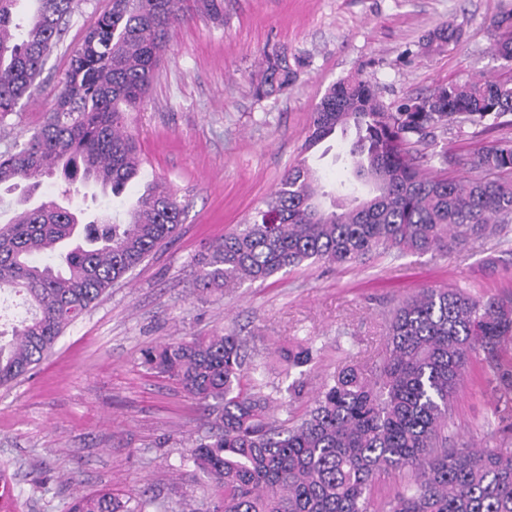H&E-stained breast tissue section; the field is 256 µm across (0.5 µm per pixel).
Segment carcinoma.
I'll list each match as a JSON object with an SVG mask.
<instances>
[{"mask_svg": "<svg viewBox=\"0 0 512 512\" xmlns=\"http://www.w3.org/2000/svg\"><path fill=\"white\" fill-rule=\"evenodd\" d=\"M20 0H0V123L31 97L57 47L74 0H34L15 21ZM224 22V0H109L70 58L46 121L17 150L0 154V187L33 196L56 191L0 224V292L24 294L28 316L0 331V386L31 374L75 318L177 232L184 207L162 179L118 223L73 205L95 183L119 197L140 174L127 115L142 110L170 34L186 15ZM493 51L512 63V12L496 21ZM297 71L283 51L264 55L255 94L288 89ZM512 116V80L466 79L387 105L368 79H342L311 114L305 148L355 129L353 175L374 194L325 190L302 160L245 223L194 258L196 287L209 293L310 265H345L374 254H448L473 236L512 224V140L467 160L470 175L423 171L410 145L435 144V131L501 124ZM248 341L235 332L149 348L144 364L181 385L207 434L190 461L208 495L206 512H371L381 471L406 469L413 482L388 512H512V453L448 445V420L463 375L484 358L491 382L512 402V296L473 297L426 288L388 316L386 352L371 380L347 365L318 387L297 422L272 419L276 388L254 377ZM319 349L310 338L275 349L298 371L290 390L306 394ZM145 494L121 499L84 494L69 512H148Z\"/></svg>", "mask_w": 512, "mask_h": 512, "instance_id": "obj_1", "label": "carcinoma"}]
</instances>
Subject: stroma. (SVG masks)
<instances>
[{"instance_id":"obj_1","label":"stroma","mask_w":512,"mask_h":512,"mask_svg":"<svg viewBox=\"0 0 512 512\" xmlns=\"http://www.w3.org/2000/svg\"><path fill=\"white\" fill-rule=\"evenodd\" d=\"M107 0H76L59 47L32 98L0 124V154L25 142L44 122L53 95ZM512 0H224V22L194 16L173 32L144 109L128 117L143 159L140 181L164 177L184 206L176 237L116 283L56 342L30 377L0 387V470L14 476L20 512H67L82 494L143 492L151 512L201 503L202 481L189 460L205 429L177 383L143 364L146 349L175 340L236 331L256 339L265 380L279 387L274 415L301 417L311 396L292 399L273 348L292 337L316 338L322 351L313 383L358 364L372 376L385 354L387 313L425 288H459L473 296L512 295V224L470 238L448 256L374 255L353 265H302L266 281L200 293L192 257L244 223L299 160L325 181L346 176L351 136L305 149L309 118L328 88L362 76L385 102L428 94L468 77L507 76L491 47L495 19ZM459 42L423 50L443 25ZM300 59L285 92L256 97L264 53ZM512 138L511 128L467 127L437 133L424 170L467 175L477 148ZM485 361L465 375L448 422V440L512 450L494 419L499 395Z\"/></svg>"}]
</instances>
